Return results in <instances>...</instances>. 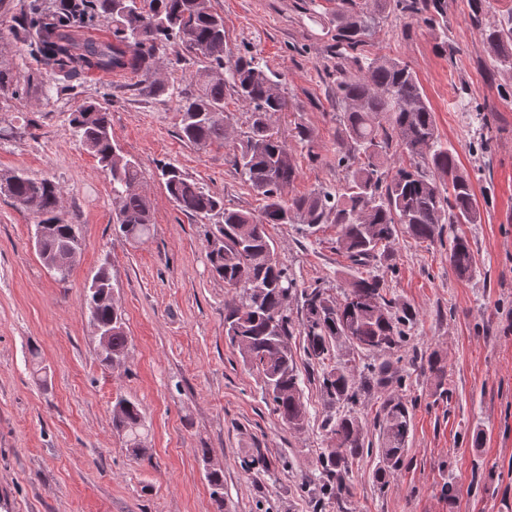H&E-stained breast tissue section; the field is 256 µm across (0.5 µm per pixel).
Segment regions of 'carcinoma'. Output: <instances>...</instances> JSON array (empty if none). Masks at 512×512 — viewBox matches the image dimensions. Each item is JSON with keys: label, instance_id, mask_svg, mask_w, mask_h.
I'll list each match as a JSON object with an SVG mask.
<instances>
[{"label": "carcinoma", "instance_id": "obj_1", "mask_svg": "<svg viewBox=\"0 0 512 512\" xmlns=\"http://www.w3.org/2000/svg\"><path fill=\"white\" fill-rule=\"evenodd\" d=\"M395 8L442 29L438 50L448 53V0H335L336 69L330 72L340 112L341 147L336 168L345 173L339 187L320 186L288 197L287 187L299 176L286 140L272 130L271 118L286 109L279 92L281 74L254 55H238L224 36V16L208 0H30L17 16L14 35L33 49L37 69L28 80L63 93L87 76L130 71L157 78L159 52L171 50L176 60L187 55L206 61L199 91L179 101L180 136L193 146L224 143L227 120L224 97L230 92L250 110L249 131L233 149L232 165L240 179L263 200L260 213L224 206L179 168L161 169L169 198L182 212L211 224L207 240L211 271L235 290L237 302L224 306V333L242 362L256 370L273 412L290 427L300 428L308 415L293 351L288 345L293 323L288 299L300 294L299 335L308 361L318 367V382L330 402L351 408L361 386L357 378L377 383L400 380L389 361L366 362L360 368L340 360L348 349L373 356L391 352L405 342L413 311L387 297L382 277L367 271L377 265L398 234L432 243L448 235L449 264L465 279L476 269L467 238L453 231L456 224L478 219L473 185L461 171L456 151L438 136L434 112L417 75L399 57L360 56L380 15ZM100 19L112 28V38L77 34V26ZM491 65L512 68V25L483 30ZM70 125L80 143L110 178L117 202L115 224L122 236L141 242L153 225L152 204L142 192L144 175L137 159L123 153L112 139L109 108L91 101L71 113ZM401 158L388 165L390 152ZM0 194L35 218L42 232L38 256L47 265L67 255V265L55 273L68 281L82 246V227L65 221L60 211L61 188L48 178L20 171L0 175ZM270 224H300L313 234L325 224L336 227V244L357 272L349 278L338 301L319 285L298 288L280 262ZM91 323L111 331L108 348L100 351L105 364L128 357L129 340L119 309L91 291L83 299ZM376 448L381 466L378 481L386 486L407 453L411 416L407 402L389 396L378 413ZM112 426L134 456L148 453L149 428L140 405L119 397L112 406ZM329 444L308 477L320 496L314 512L340 504L349 489L343 473L365 448L366 436L347 411L324 420Z\"/></svg>", "mask_w": 512, "mask_h": 512}]
</instances>
